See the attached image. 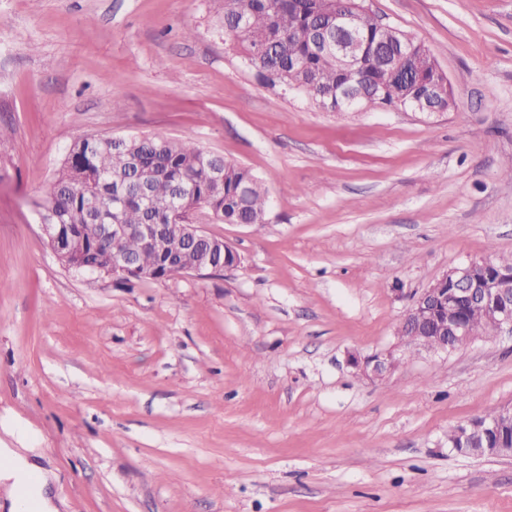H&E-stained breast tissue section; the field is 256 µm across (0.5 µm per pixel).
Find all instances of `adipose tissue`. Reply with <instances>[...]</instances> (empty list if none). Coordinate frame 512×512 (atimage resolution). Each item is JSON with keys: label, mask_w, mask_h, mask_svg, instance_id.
<instances>
[{"label": "adipose tissue", "mask_w": 512, "mask_h": 512, "mask_svg": "<svg viewBox=\"0 0 512 512\" xmlns=\"http://www.w3.org/2000/svg\"><path fill=\"white\" fill-rule=\"evenodd\" d=\"M47 480L24 449L0 448V485L6 489L9 512H57L43 495Z\"/></svg>", "instance_id": "1"}]
</instances>
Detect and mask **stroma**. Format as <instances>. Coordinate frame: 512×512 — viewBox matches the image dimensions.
<instances>
[{
    "instance_id": "stroma-1",
    "label": "stroma",
    "mask_w": 512,
    "mask_h": 512,
    "mask_svg": "<svg viewBox=\"0 0 512 512\" xmlns=\"http://www.w3.org/2000/svg\"><path fill=\"white\" fill-rule=\"evenodd\" d=\"M455 104L326 112L269 87L222 0H0V445L58 512H512V457L448 446L512 407V332L402 340L413 298L512 258V0H366ZM193 139L249 167L263 224L196 215L238 267L126 282L64 266L32 201L70 144ZM393 353L381 379L349 353Z\"/></svg>"
}]
</instances>
